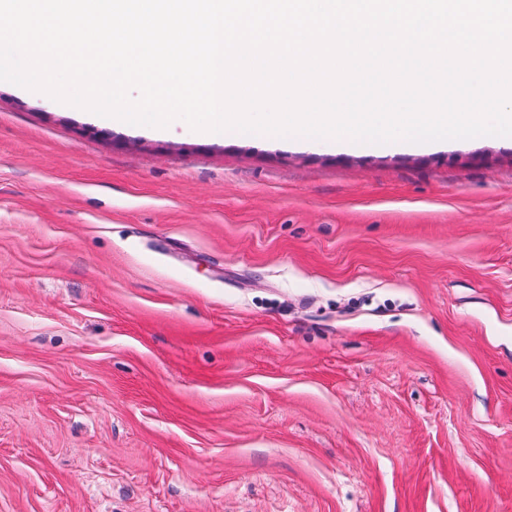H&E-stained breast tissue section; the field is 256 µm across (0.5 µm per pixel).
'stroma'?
<instances>
[{
    "instance_id": "stroma-1",
    "label": "stroma",
    "mask_w": 512,
    "mask_h": 512,
    "mask_svg": "<svg viewBox=\"0 0 512 512\" xmlns=\"http://www.w3.org/2000/svg\"><path fill=\"white\" fill-rule=\"evenodd\" d=\"M0 512H512V138L157 135L0 82Z\"/></svg>"
}]
</instances>
